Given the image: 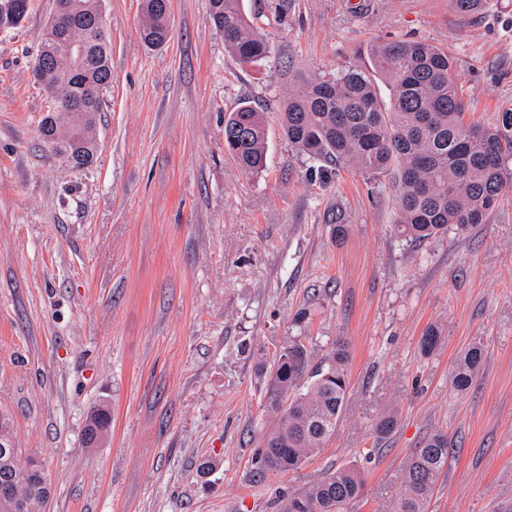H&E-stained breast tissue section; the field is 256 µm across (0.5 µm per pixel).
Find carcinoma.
Returning a JSON list of instances; mask_svg holds the SVG:
<instances>
[{
    "mask_svg": "<svg viewBox=\"0 0 512 512\" xmlns=\"http://www.w3.org/2000/svg\"><path fill=\"white\" fill-rule=\"evenodd\" d=\"M78 11L66 35L86 45L87 59L74 71L60 52L43 71L45 90L56 99H73L89 88L103 93L112 83L110 41L103 39L99 0H75ZM161 0H143L141 38L150 47L166 43L168 26ZM462 17L482 13L488 0H450ZM224 26V49L243 63L271 52L267 38L250 23L244 0H207ZM363 69L340 70L300 81L283 102L281 132L300 154L312 160L348 164L374 176H388L398 211V232L411 241L463 234L490 222L498 199L512 190V115L502 126L467 124L458 90L457 62L447 49L425 41L395 39L371 45ZM389 93L380 98L378 84ZM102 97L87 103L83 139L75 143L67 112L47 114L40 133L55 139L58 154L80 152L91 165L92 126ZM269 130L264 113L243 102L224 117V151L248 173L266 165ZM484 350L474 343L458 357L452 386L466 391L483 365ZM349 350L337 341L313 381L301 387L309 352L294 339L264 371L265 408L274 425L259 452V468L284 472L298 468L335 432L344 410ZM450 442L437 431L412 453L395 512H427L441 474L447 470ZM32 459L16 456L0 463V489L18 486L28 512H38L49 486L27 475ZM364 491L355 467L340 468L304 493L288 498L285 512H345Z\"/></svg>",
    "mask_w": 512,
    "mask_h": 512,
    "instance_id": "obj_1",
    "label": "carcinoma"
}]
</instances>
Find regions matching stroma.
<instances>
[{
  "label": "stroma",
  "mask_w": 512,
  "mask_h": 512,
  "mask_svg": "<svg viewBox=\"0 0 512 512\" xmlns=\"http://www.w3.org/2000/svg\"><path fill=\"white\" fill-rule=\"evenodd\" d=\"M141 2L102 0L112 83L85 169L38 133L55 106L33 77L55 0H29L0 33V412L50 480L40 512H284L348 466L365 492L346 512H393L434 431L452 450L428 512H512V191L490 223L413 242L388 178L310 160L280 127L295 83L397 38L447 48L466 122L500 125L512 0L467 18L448 0H246L273 44L247 64L225 51L207 0H172L170 40L145 46ZM245 100L269 128L257 174L224 152V117ZM431 326L440 344L425 355ZM294 339L315 365L348 343L347 402L314 456L262 473L261 368ZM474 341L485 360L461 393L451 376ZM100 405L111 430L88 448ZM389 410L398 425L376 441Z\"/></svg>",
  "instance_id": "1"
}]
</instances>
